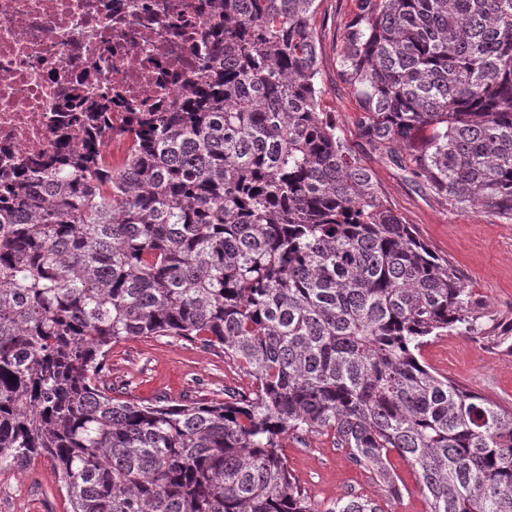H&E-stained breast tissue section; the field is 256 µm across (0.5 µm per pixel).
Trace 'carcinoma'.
<instances>
[{"label":"carcinoma","instance_id":"obj_1","mask_svg":"<svg viewBox=\"0 0 512 512\" xmlns=\"http://www.w3.org/2000/svg\"><path fill=\"white\" fill-rule=\"evenodd\" d=\"M219 2L201 88L135 116L120 165L90 134L0 191V468L47 459L71 512H387L302 489L283 440L327 433L390 503L395 452L426 512H512V408L421 360L482 315L321 112L317 0ZM337 65L374 148L512 222V0H355ZM150 336L251 389L116 399L112 346Z\"/></svg>","mask_w":512,"mask_h":512}]
</instances>
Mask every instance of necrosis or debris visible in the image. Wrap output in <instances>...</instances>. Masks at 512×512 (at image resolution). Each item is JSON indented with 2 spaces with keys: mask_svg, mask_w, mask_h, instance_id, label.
<instances>
[{
  "mask_svg": "<svg viewBox=\"0 0 512 512\" xmlns=\"http://www.w3.org/2000/svg\"><path fill=\"white\" fill-rule=\"evenodd\" d=\"M216 0H0V179L85 140L67 105L112 99L113 153L133 113L169 106L212 52Z\"/></svg>",
  "mask_w": 512,
  "mask_h": 512,
  "instance_id": "obj_1",
  "label": "necrosis or debris"
}]
</instances>
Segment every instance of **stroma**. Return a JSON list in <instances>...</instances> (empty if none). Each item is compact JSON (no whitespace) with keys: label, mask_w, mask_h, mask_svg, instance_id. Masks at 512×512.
Segmentation results:
<instances>
[{"label":"stroma","mask_w":512,"mask_h":512,"mask_svg":"<svg viewBox=\"0 0 512 512\" xmlns=\"http://www.w3.org/2000/svg\"><path fill=\"white\" fill-rule=\"evenodd\" d=\"M354 10V0H317L313 28L327 90L321 107L372 172L387 205L455 266L483 315L484 335L438 337L424 347V361L471 391L512 404V353L497 343L498 337L512 334V223H502L480 209L450 208L443 198L422 192L389 153L361 137L355 94L337 74L344 26ZM109 367L115 395L124 400L162 397L175 405L192 399L220 400L225 389L247 391L252 386L249 375L222 351L178 336L122 341L113 347ZM284 456L319 507L349 494L384 499L382 483L352 464L330 435L289 437ZM390 463L404 491L389 504V512H426L414 470L395 454ZM0 512H70V505L51 464L38 458L22 469H0Z\"/></svg>","instance_id":"obj_1"}]
</instances>
